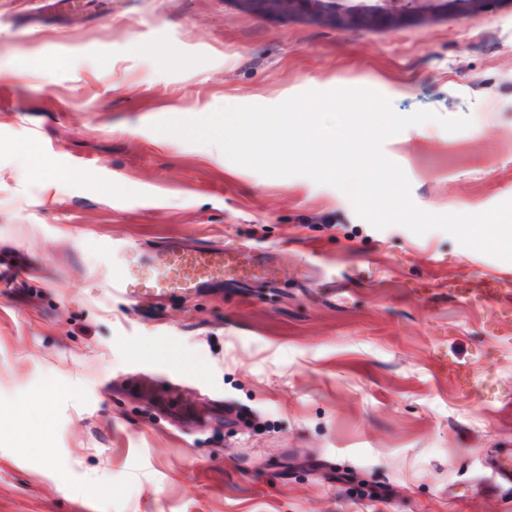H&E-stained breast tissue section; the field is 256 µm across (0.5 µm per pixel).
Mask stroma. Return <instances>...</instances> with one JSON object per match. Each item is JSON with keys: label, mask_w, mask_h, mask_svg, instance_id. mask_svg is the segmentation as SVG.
I'll use <instances>...</instances> for the list:
<instances>
[{"label": "stroma", "mask_w": 512, "mask_h": 512, "mask_svg": "<svg viewBox=\"0 0 512 512\" xmlns=\"http://www.w3.org/2000/svg\"><path fill=\"white\" fill-rule=\"evenodd\" d=\"M341 87L472 118L385 142L422 210L512 199V0L394 31L234 0H0V512H512L468 496L512 441V315L451 290L512 261L151 129ZM171 237L274 247L275 280L158 311L106 288L108 244ZM145 380L253 418L187 436Z\"/></svg>", "instance_id": "1"}]
</instances>
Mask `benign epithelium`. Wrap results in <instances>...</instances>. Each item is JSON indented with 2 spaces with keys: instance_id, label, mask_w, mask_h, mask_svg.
<instances>
[{
  "instance_id": "obj_1",
  "label": "benign epithelium",
  "mask_w": 512,
  "mask_h": 512,
  "mask_svg": "<svg viewBox=\"0 0 512 512\" xmlns=\"http://www.w3.org/2000/svg\"><path fill=\"white\" fill-rule=\"evenodd\" d=\"M260 16L304 17L342 30H393L453 7L461 16L477 14L486 0H236Z\"/></svg>"
}]
</instances>
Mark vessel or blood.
<instances>
[{"mask_svg": "<svg viewBox=\"0 0 512 512\" xmlns=\"http://www.w3.org/2000/svg\"><path fill=\"white\" fill-rule=\"evenodd\" d=\"M112 251L123 261L109 286L132 308L146 297L163 303L227 281L267 283L275 274L268 253L247 245L227 247L176 237L148 251L116 242ZM486 469L488 478L471 485L472 495H512V448L488 455Z\"/></svg>", "mask_w": 512, "mask_h": 512, "instance_id": "1", "label": "vessel or blood"}]
</instances>
